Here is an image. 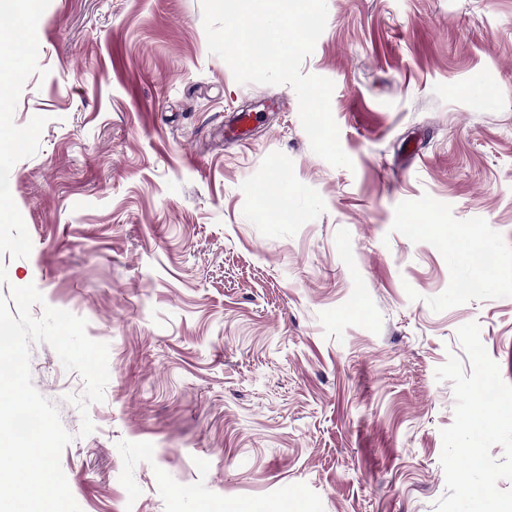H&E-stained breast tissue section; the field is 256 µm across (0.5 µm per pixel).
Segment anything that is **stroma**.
Instances as JSON below:
<instances>
[{
    "instance_id": "obj_1",
    "label": "stroma",
    "mask_w": 512,
    "mask_h": 512,
    "mask_svg": "<svg viewBox=\"0 0 512 512\" xmlns=\"http://www.w3.org/2000/svg\"><path fill=\"white\" fill-rule=\"evenodd\" d=\"M327 11L302 71L334 83L349 169L291 86L209 51L201 0H50L38 22L47 76L14 122L47 123L9 174L32 251L0 294L35 285L33 316L109 346L84 413L81 375L30 346L81 512H436L459 327L512 384V0ZM240 112L263 120L225 139Z\"/></svg>"
}]
</instances>
